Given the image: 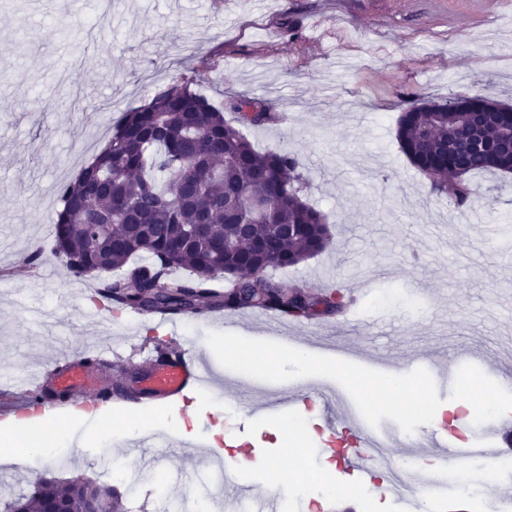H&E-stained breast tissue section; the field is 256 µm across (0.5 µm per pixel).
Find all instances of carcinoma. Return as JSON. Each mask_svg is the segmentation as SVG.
<instances>
[{
  "mask_svg": "<svg viewBox=\"0 0 512 512\" xmlns=\"http://www.w3.org/2000/svg\"><path fill=\"white\" fill-rule=\"evenodd\" d=\"M183 77L157 90L114 122L104 148L73 182L59 185L61 204L51 253L76 277L108 268L98 295L119 308L171 315L261 309L291 319L341 313L340 289L317 295L288 288L263 272L295 266L324 251L327 217L301 198V163L286 152H261L250 128L274 121L268 107L247 96L229 102L233 117ZM452 109L421 93L404 100L396 138L433 191L459 206L476 194L477 172L505 174L512 158L501 150L512 112L473 129L471 105L497 102L476 90L448 98ZM253 240V251L236 248ZM138 257L141 262L133 264ZM176 269L189 276H173ZM74 477L55 494L102 497L122 508L112 487L89 483L74 492ZM44 486L34 483L12 502V512H43Z\"/></svg>",
  "mask_w": 512,
  "mask_h": 512,
  "instance_id": "cac0c4a2",
  "label": "carcinoma"
}]
</instances>
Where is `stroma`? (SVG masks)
Returning <instances> with one entry per match:
<instances>
[{
    "label": "stroma",
    "mask_w": 512,
    "mask_h": 512,
    "mask_svg": "<svg viewBox=\"0 0 512 512\" xmlns=\"http://www.w3.org/2000/svg\"><path fill=\"white\" fill-rule=\"evenodd\" d=\"M217 60L202 70L199 60ZM194 77L215 104L245 95L272 105L277 121L250 129L262 151L298 156L307 200L332 225L322 253L273 279L297 286L337 285L362 298L344 316L293 323L283 331L252 310L192 319L171 335L152 320L113 311L97 294L94 276H73L51 256L57 187L104 146L112 118L140 106L157 89ZM476 89L512 104V0H0V408L21 402L32 370L51 374L58 362L96 351L103 384L146 368L156 348L177 354L186 340L202 350L222 392L189 393L173 405L108 404L97 418L75 419L69 406L43 418V428L73 438L60 460L40 468L0 461V512L29 480L60 483L80 475L115 486L125 512H197L184 501V480L212 500L214 482L194 457L165 470H139L125 455L137 441L132 418L196 444L214 428L244 422L261 462L289 452L279 439L281 418L248 417L266 390L283 392L317 380L336 385L357 408L361 385L381 380L370 367H340L334 348L397 364L404 388L431 382L413 359L438 364L477 352L480 362L458 368L474 386H494L497 409L482 423L512 418V388L495 370L512 368V175L472 177L473 201L459 208L437 197L401 152L395 127L401 98L420 92L440 100ZM46 258L30 264L34 251ZM224 337L225 348L210 339ZM315 337L319 369L285 360V347ZM259 345L270 358L260 375L240 377L239 351ZM112 422L102 431L98 418ZM317 413L298 416L308 467L319 481L281 487L286 501L319 497L332 512H395L365 497L353 474H326L313 450ZM478 497L459 496L454 512L501 503L512 512V455L466 460ZM132 482H115L119 472ZM348 491L333 495V487Z\"/></svg>",
    "instance_id": "35a3bbf8"
}]
</instances>
